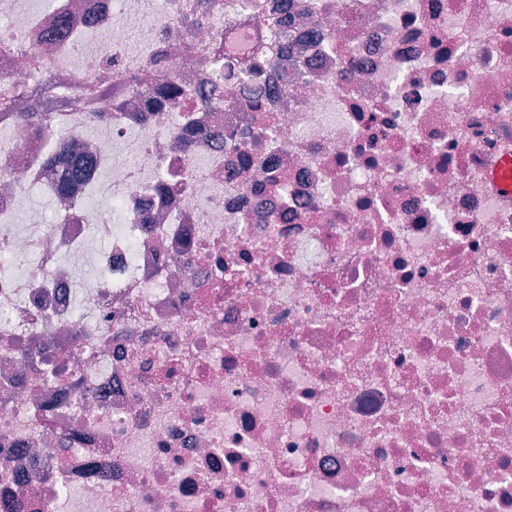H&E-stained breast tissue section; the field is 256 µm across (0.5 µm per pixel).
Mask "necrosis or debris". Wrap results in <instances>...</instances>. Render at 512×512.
Returning a JSON list of instances; mask_svg holds the SVG:
<instances>
[{"label": "necrosis or debris", "mask_w": 512, "mask_h": 512, "mask_svg": "<svg viewBox=\"0 0 512 512\" xmlns=\"http://www.w3.org/2000/svg\"><path fill=\"white\" fill-rule=\"evenodd\" d=\"M176 3L51 0L0 29L22 45L0 103L46 65L187 91L66 94L112 191L35 233L24 193L57 172L0 106V512H512V194L489 178L512 0H257L260 26L209 0L190 51L198 0ZM63 15L111 58L46 44ZM220 42L269 63L231 109L206 91Z\"/></svg>", "instance_id": "4bbe7bcc"}]
</instances>
